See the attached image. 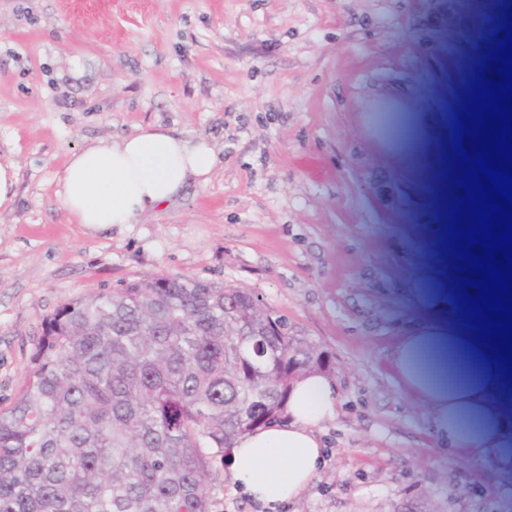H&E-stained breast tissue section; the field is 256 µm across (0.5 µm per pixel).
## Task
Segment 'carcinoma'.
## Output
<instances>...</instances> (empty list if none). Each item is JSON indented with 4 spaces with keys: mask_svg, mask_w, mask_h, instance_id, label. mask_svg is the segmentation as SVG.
Masks as SVG:
<instances>
[{
    "mask_svg": "<svg viewBox=\"0 0 512 512\" xmlns=\"http://www.w3.org/2000/svg\"><path fill=\"white\" fill-rule=\"evenodd\" d=\"M0 410V512H211L210 464L330 359L251 294L157 276L62 304Z\"/></svg>",
    "mask_w": 512,
    "mask_h": 512,
    "instance_id": "carcinoma-1",
    "label": "carcinoma"
}]
</instances>
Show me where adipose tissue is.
<instances>
[{
    "instance_id": "1",
    "label": "adipose tissue",
    "mask_w": 512,
    "mask_h": 512,
    "mask_svg": "<svg viewBox=\"0 0 512 512\" xmlns=\"http://www.w3.org/2000/svg\"><path fill=\"white\" fill-rule=\"evenodd\" d=\"M220 162L207 139H187L156 125L112 141L72 151L60 177V198L70 219L91 230L137 223L155 207L177 200L192 182H208ZM486 346L471 335L407 336L393 363L413 392L445 415L442 433L464 421L494 457L502 475L512 474V387ZM338 402L327 375L296 379L283 416L240 436L229 453L231 482L263 505L296 499L317 476L320 432L336 419Z\"/></svg>"
}]
</instances>
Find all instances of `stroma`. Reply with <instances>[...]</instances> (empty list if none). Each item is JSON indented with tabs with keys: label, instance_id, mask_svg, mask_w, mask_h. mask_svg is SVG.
<instances>
[{
	"label": "stroma",
	"instance_id": "obj_1",
	"mask_svg": "<svg viewBox=\"0 0 512 512\" xmlns=\"http://www.w3.org/2000/svg\"><path fill=\"white\" fill-rule=\"evenodd\" d=\"M473 0H0V409L63 303L160 275L258 297L333 362L340 412L317 478L269 509L215 458L211 512H512L392 368L402 337L456 335L438 311L452 113L499 19ZM160 125L224 158L138 223L90 231L59 196L69 154ZM18 166L11 159L0 158V208H10L17 195Z\"/></svg>",
	"mask_w": 512,
	"mask_h": 512
}]
</instances>
